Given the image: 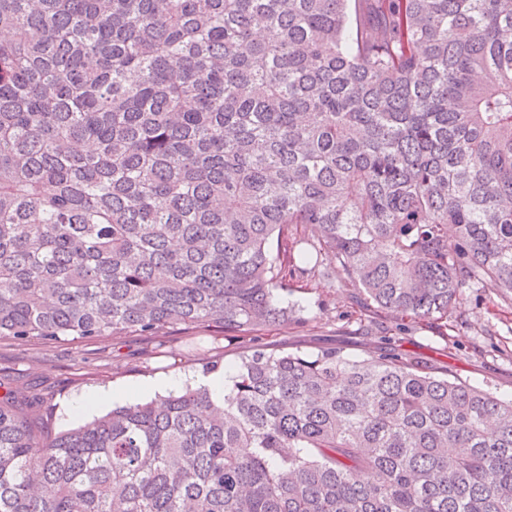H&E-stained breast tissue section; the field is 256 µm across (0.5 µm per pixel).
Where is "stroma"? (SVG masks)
I'll use <instances>...</instances> for the list:
<instances>
[{
  "label": "stroma",
  "instance_id": "35a3bbf8",
  "mask_svg": "<svg viewBox=\"0 0 512 512\" xmlns=\"http://www.w3.org/2000/svg\"><path fill=\"white\" fill-rule=\"evenodd\" d=\"M334 258L323 257L321 270L330 272ZM352 290L333 277L323 287L292 294L305 309V322L259 336L269 352L315 353L326 348L352 359L371 352L395 350L429 369L456 372L463 380L512 398V305L492 304L487 291L467 290L465 324L439 336L435 329L413 327L389 334L367 333L353 322ZM250 343L209 332L194 339L172 331L160 336H105L90 342L18 344L0 339V377L9 382L17 399L39 393L56 431L75 427L64 405L82 393L100 387L135 386L159 374L188 372L204 377L206 361L221 367L237 366Z\"/></svg>",
  "mask_w": 512,
  "mask_h": 512
}]
</instances>
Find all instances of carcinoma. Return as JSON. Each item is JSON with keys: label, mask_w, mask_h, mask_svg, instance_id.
<instances>
[{"label": "carcinoma", "mask_w": 512, "mask_h": 512, "mask_svg": "<svg viewBox=\"0 0 512 512\" xmlns=\"http://www.w3.org/2000/svg\"><path fill=\"white\" fill-rule=\"evenodd\" d=\"M325 254L365 321L512 302V0H0V339L256 336ZM0 388V512H512V399L395 351Z\"/></svg>", "instance_id": "obj_1"}]
</instances>
